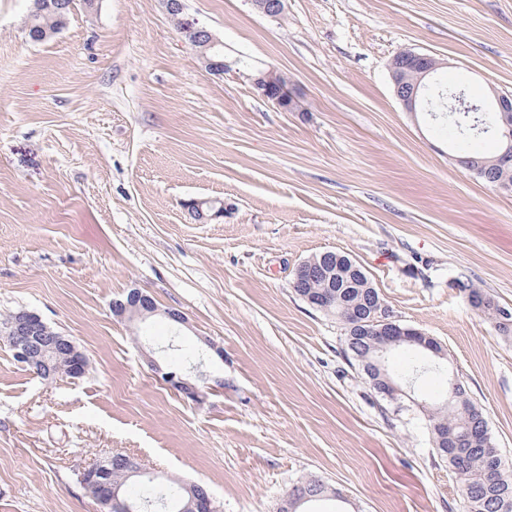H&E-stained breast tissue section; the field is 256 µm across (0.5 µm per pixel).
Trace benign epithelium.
I'll return each mask as SVG.
<instances>
[{"label": "benign epithelium", "mask_w": 512, "mask_h": 512, "mask_svg": "<svg viewBox=\"0 0 512 512\" xmlns=\"http://www.w3.org/2000/svg\"><path fill=\"white\" fill-rule=\"evenodd\" d=\"M169 17L175 19L177 30L184 39L195 49L197 56L206 69L218 75L228 71L225 62L216 59V55L224 52V43L210 30L199 27L194 23L185 22L175 18L183 13L181 0H163ZM255 10L264 16L276 18L285 10V0H252ZM442 62L433 56L413 51H403L394 56L389 63V71L394 91L406 108L412 112L420 102L421 88L419 82L413 85L406 84L403 70L411 68L417 72L419 78L431 76L440 69ZM252 84L257 92L265 99L273 102L283 112H302L304 108L301 101V92L288 74L270 68L260 71L252 77ZM497 110L500 112L501 124L497 132L502 139L503 150L499 160L512 163V95L492 92ZM323 268L316 258L302 261L295 269L291 288L299 296L305 298L316 309L324 308V299L305 292V289L314 287L315 282L322 276ZM158 306L151 298L138 289L128 293L126 299L112 301V312L120 319L131 322L142 321L157 314ZM374 336H388L390 341H418L427 350L441 357L446 353L437 349L436 343L420 330L401 322L388 306L382 302L376 304L371 313L365 318H350V334ZM0 339L5 341L16 361L20 364L30 365L35 371L47 377L62 370H67L71 376L79 377L83 374L82 362L84 355L77 349L73 340L64 333L52 328L41 315L25 309L10 314L8 321L0 328ZM155 374L160 380L184 394L194 402L201 400V390L198 381L204 378L199 374L192 378L188 375L177 374L173 371L164 372L158 366L154 367ZM369 388L377 395L390 402L398 400L402 389L389 381L370 379ZM101 508L117 507L124 512H133L135 506L120 502L118 490L102 493L95 498Z\"/></svg>", "instance_id": "obj_1"}]
</instances>
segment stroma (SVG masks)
<instances>
[{"label": "stroma", "instance_id": "stroma-1", "mask_svg": "<svg viewBox=\"0 0 512 512\" xmlns=\"http://www.w3.org/2000/svg\"><path fill=\"white\" fill-rule=\"evenodd\" d=\"M184 4L223 40L227 74L162 0H98L41 43L28 0H0V315L37 312L89 361L47 381L0 342V512H99L80 476L115 453L205 485L223 512H278L300 477L349 496L320 512H466L425 431L441 376L387 404L290 282L324 251L361 264L444 347L512 468V339L455 286L512 309V195L457 163L388 70L411 50L476 96L512 94V0H286L278 18L251 0ZM267 68L303 111L258 95ZM191 200L224 212L197 221ZM134 288L159 315L113 316ZM182 356L202 365L203 404L155 376ZM175 25L184 39L195 49L199 60L206 69L218 75L226 74L228 66L224 59L216 60V55L224 53V43L219 38L205 27L185 22L181 18L175 19Z\"/></svg>", "mask_w": 512, "mask_h": 512}]
</instances>
